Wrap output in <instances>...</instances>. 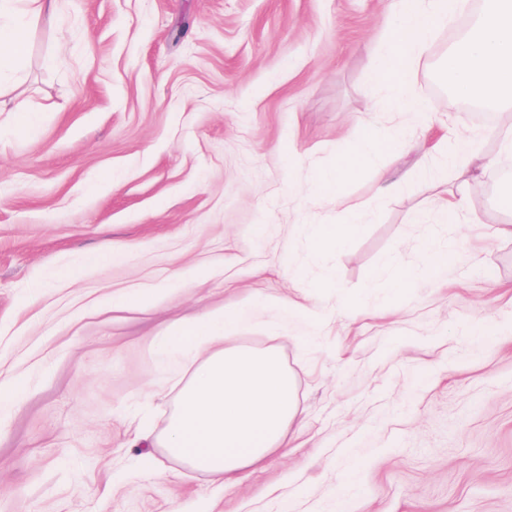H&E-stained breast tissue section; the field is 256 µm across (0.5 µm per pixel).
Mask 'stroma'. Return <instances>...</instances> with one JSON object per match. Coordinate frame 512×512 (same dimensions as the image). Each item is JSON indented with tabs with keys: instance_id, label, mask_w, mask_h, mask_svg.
Wrapping results in <instances>:
<instances>
[{
	"instance_id": "1",
	"label": "stroma",
	"mask_w": 512,
	"mask_h": 512,
	"mask_svg": "<svg viewBox=\"0 0 512 512\" xmlns=\"http://www.w3.org/2000/svg\"><path fill=\"white\" fill-rule=\"evenodd\" d=\"M387 15L388 0H61L31 28L0 79V382H26L0 409V512H512V238L496 234L512 168L468 187L457 158L445 187L389 196L368 169L342 188L369 212L346 246L314 252L296 229L327 220L310 182L362 125L447 147L460 132L489 158L512 128L442 91L450 23L411 90L423 112L381 111L367 72ZM21 100L32 125L13 122ZM444 188L468 197L452 226L432 220ZM432 237L456 241L444 273L402 298L372 287ZM108 248L119 260L93 264ZM132 294L149 301L105 306ZM285 298L320 324L299 335ZM244 303L264 310L235 346L277 350L302 414L287 453L221 488L154 442L183 376L155 342Z\"/></svg>"
}]
</instances>
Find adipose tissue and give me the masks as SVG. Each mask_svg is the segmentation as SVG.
<instances>
[{
	"mask_svg": "<svg viewBox=\"0 0 512 512\" xmlns=\"http://www.w3.org/2000/svg\"><path fill=\"white\" fill-rule=\"evenodd\" d=\"M459 0H393V21L383 32L368 73L384 90L386 112L420 110L410 88L435 29L447 23ZM60 0H0V72L17 73L33 22L55 19ZM454 92L465 99L512 110V0H487L472 32L452 46L444 70ZM399 137L370 125L357 129L350 148L333 168L312 183L315 197L332 200L339 188L365 167L394 152ZM364 214L347 206L336 223L315 224L316 249L342 246L362 229ZM423 265L389 261L381 279L399 296L421 277L445 268L454 243L423 247ZM255 307L243 304L175 326L156 343L157 353L189 370L177 408L160 441L165 452L218 484L235 482L240 471L263 463L287 442L299 414L294 380L275 350L232 347L231 341L252 321Z\"/></svg>",
	"mask_w": 512,
	"mask_h": 512,
	"instance_id": "1",
	"label": "adipose tissue"
}]
</instances>
